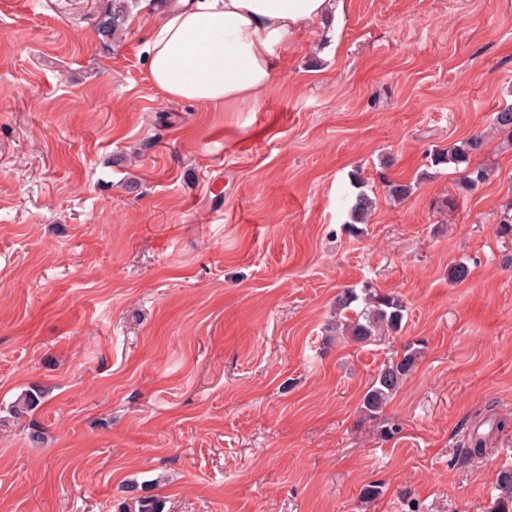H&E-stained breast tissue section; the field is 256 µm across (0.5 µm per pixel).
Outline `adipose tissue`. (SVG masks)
<instances>
[{"label": "adipose tissue", "mask_w": 512, "mask_h": 512, "mask_svg": "<svg viewBox=\"0 0 512 512\" xmlns=\"http://www.w3.org/2000/svg\"><path fill=\"white\" fill-rule=\"evenodd\" d=\"M345 9L346 0H182L154 17L146 44L152 84L212 112L257 106L281 51Z\"/></svg>", "instance_id": "adipose-tissue-1"}]
</instances>
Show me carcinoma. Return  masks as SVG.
Here are the masks:
<instances>
[{"label": "carcinoma", "instance_id": "1", "mask_svg": "<svg viewBox=\"0 0 512 512\" xmlns=\"http://www.w3.org/2000/svg\"><path fill=\"white\" fill-rule=\"evenodd\" d=\"M137 2L138 0H109L97 24V32L102 42L106 43L124 31L131 7ZM484 145V138L475 135L446 154L435 153L432 161L437 165L448 161L463 166L462 183L468 188H473L488 179L487 170L472 164L473 157L482 152ZM374 206L375 201L369 195L358 194L351 207L353 223H365ZM362 292L363 295L360 296L355 289H346L336 299V310L339 314L360 298L365 302L364 312L354 318H346L342 324V331L350 340L364 343L378 336L379 332L386 328L393 331L401 328L405 305L399 296L381 294L372 287H366ZM415 360L413 353L406 352L400 359L385 365L363 396V411L371 416L381 412L413 371ZM45 397L46 391L35 386L22 395L13 406V412L17 415L27 414L39 407ZM495 489L498 495L492 503L491 512H512V467H504L496 473ZM136 504V512H164L165 508L164 500L153 495L137 496Z\"/></svg>", "mask_w": 512, "mask_h": 512}]
</instances>
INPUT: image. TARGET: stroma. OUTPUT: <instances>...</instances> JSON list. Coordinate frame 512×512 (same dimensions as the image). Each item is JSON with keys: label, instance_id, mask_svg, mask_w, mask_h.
Here are the masks:
<instances>
[{"label": "stroma", "instance_id": "35a3bbf8", "mask_svg": "<svg viewBox=\"0 0 512 512\" xmlns=\"http://www.w3.org/2000/svg\"><path fill=\"white\" fill-rule=\"evenodd\" d=\"M105 6L0 0V512H132L137 488L165 512H489L512 466V0H348L241 112L156 90L151 15L105 45ZM475 134L467 189L432 157ZM367 283L406 311L358 344L331 323ZM415 360L416 357L411 351L405 352L399 360L385 365L363 396L361 406L363 411L370 416L381 412L391 396L398 391L413 371Z\"/></svg>", "mask_w": 512, "mask_h": 512}]
</instances>
